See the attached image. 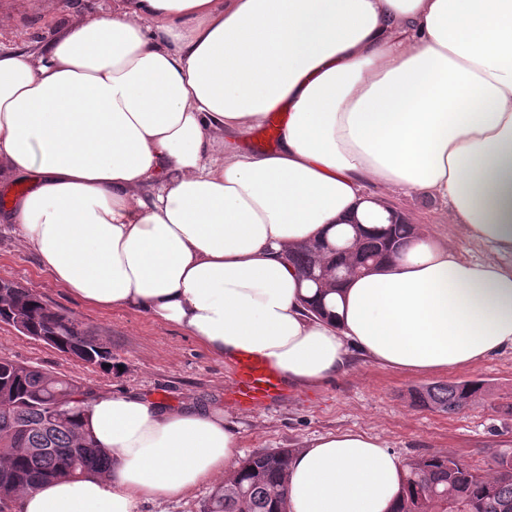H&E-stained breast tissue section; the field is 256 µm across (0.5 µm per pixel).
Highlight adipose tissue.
Segmentation results:
<instances>
[{
  "instance_id": "ef3b65f1",
  "label": "adipose tissue",
  "mask_w": 512,
  "mask_h": 512,
  "mask_svg": "<svg viewBox=\"0 0 512 512\" xmlns=\"http://www.w3.org/2000/svg\"><path fill=\"white\" fill-rule=\"evenodd\" d=\"M37 52L0 48V185L17 225L85 304L177 325L226 361L247 352L297 385L351 350L408 372L512 349V266L425 237L326 296L287 251L355 225L404 224L375 180L447 200L453 223L512 255V0H115ZM288 122L276 151L223 136ZM103 477L39 485L22 512H138L229 469L222 411L137 394L90 403ZM404 461L331 433L293 454L288 512H394Z\"/></svg>"
}]
</instances>
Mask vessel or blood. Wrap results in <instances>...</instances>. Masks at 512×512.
Listing matches in <instances>:
<instances>
[{
  "label": "vessel or blood",
  "instance_id": "vessel-or-blood-1",
  "mask_svg": "<svg viewBox=\"0 0 512 512\" xmlns=\"http://www.w3.org/2000/svg\"><path fill=\"white\" fill-rule=\"evenodd\" d=\"M287 119L286 113H271L263 126V135L259 148L270 149L276 146L280 131ZM234 383L230 398L235 405L252 409L271 402L282 396L283 379L265 360L244 353L234 366Z\"/></svg>",
  "mask_w": 512,
  "mask_h": 512
}]
</instances>
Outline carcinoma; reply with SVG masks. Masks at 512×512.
<instances>
[{
    "label": "carcinoma",
    "instance_id": "1",
    "mask_svg": "<svg viewBox=\"0 0 512 512\" xmlns=\"http://www.w3.org/2000/svg\"><path fill=\"white\" fill-rule=\"evenodd\" d=\"M286 259L307 273L323 275L318 250L304 247ZM18 310L29 330L50 334L85 363L100 368L112 357L100 354L98 339L74 319L52 311L25 288L4 300ZM481 387L433 383L414 391L416 403L452 413L466 408ZM94 392L73 379L0 359V512H15L22 494L52 479L104 476L112 468L83 424ZM292 451L277 449L248 457L234 477L209 495L204 512H287L286 478ZM402 496L395 512H512V453L493 455L494 475L477 473L452 455H431L406 463Z\"/></svg>",
    "mask_w": 512,
    "mask_h": 512
}]
</instances>
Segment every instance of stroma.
<instances>
[{"mask_svg": "<svg viewBox=\"0 0 512 512\" xmlns=\"http://www.w3.org/2000/svg\"><path fill=\"white\" fill-rule=\"evenodd\" d=\"M66 20L57 0H0V47L27 49L49 38ZM367 193L403 210L416 233L446 244L467 260L512 265L488 245L471 239L464 225L450 221L447 202L377 182ZM0 279L37 294L52 310L82 324L112 351V370L82 363L45 343L0 323V359L75 379L95 393L147 394L178 407L222 410L239 439L237 460L272 449L309 447L337 431L378 437L402 459L452 455L486 474L493 453L512 452V350L472 367L415 374L352 354L348 370L315 386L288 385L283 398L260 410L230 403L233 365L212 356L184 329L128 310L87 306L59 285L37 255L25 247L17 228L0 223ZM476 381L483 395L457 413L419 406L413 389L436 382ZM224 476L174 498L142 502L139 512H203Z\"/></svg>", "mask_w": 512, "mask_h": 512, "instance_id": "stroma-1", "label": "stroma"}]
</instances>
